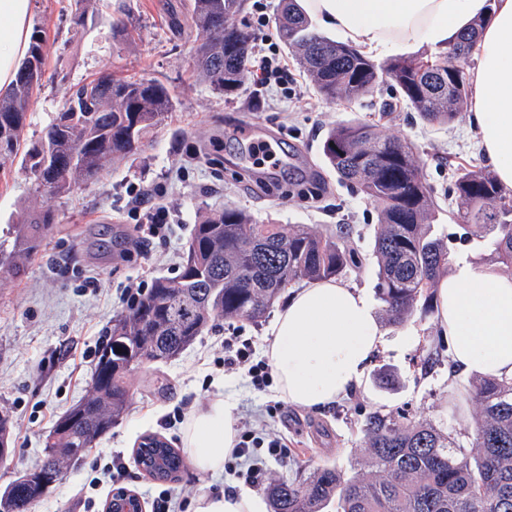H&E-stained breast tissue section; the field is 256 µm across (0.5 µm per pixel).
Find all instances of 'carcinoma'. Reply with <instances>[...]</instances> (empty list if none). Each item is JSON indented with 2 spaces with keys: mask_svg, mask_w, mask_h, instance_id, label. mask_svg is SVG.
I'll list each match as a JSON object with an SVG mask.
<instances>
[{
  "mask_svg": "<svg viewBox=\"0 0 512 512\" xmlns=\"http://www.w3.org/2000/svg\"><path fill=\"white\" fill-rule=\"evenodd\" d=\"M245 2L192 4L195 70L226 97L241 88L252 57L253 35L238 23ZM89 13L90 0H71L73 25L85 26ZM482 24L473 20L449 48L469 57ZM276 26L327 103L371 96L387 83L422 121L441 125L453 121L467 100L468 78L456 75L446 53L377 64L318 32L297 0H281ZM111 32L115 43L135 40L126 6H118ZM45 61L46 37L37 27L14 82L0 97V166L21 158L32 193L61 199L93 181L106 161L138 154L175 97L161 79L103 74L76 86L39 141L29 145L24 128L30 102L43 86ZM322 152L342 182L379 206L375 290L388 322L402 324L419 303L426 312L432 309V288L448 268V247L432 236L436 202L415 146L351 122L328 131ZM452 192L462 223L494 235L497 260L511 266L512 194L493 175L466 167L454 173ZM55 223V212L41 208L9 225L0 236V270L25 274ZM356 262L346 230L322 235L304 224L288 230L259 224L230 206L203 217L178 275L156 279L112 325L85 396L57 419L44 441L43 460L4 499L8 512H28L45 496L39 474L67 469L123 419L129 407L124 366L130 359L141 353L171 359L215 321H257L292 281L335 278ZM467 400L480 409L470 449L428 422L372 413L364 424L367 469L347 476L324 464L302 480L276 479L268 488L270 512H323L332 502L336 512H512V379L479 375ZM13 429L12 415L1 409V446L11 445ZM136 456L145 474L158 481L174 479L184 467L180 452L157 435L143 436Z\"/></svg>",
  "mask_w": 512,
  "mask_h": 512,
  "instance_id": "obj_1",
  "label": "carcinoma"
}]
</instances>
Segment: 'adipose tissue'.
<instances>
[{"mask_svg":"<svg viewBox=\"0 0 512 512\" xmlns=\"http://www.w3.org/2000/svg\"><path fill=\"white\" fill-rule=\"evenodd\" d=\"M317 27L380 56L420 45L447 48L475 18L468 118L503 189L512 190V0H300ZM31 38L30 0H0V91L10 88ZM436 321L462 372L512 378V275L464 259L448 263L435 289ZM385 332L359 289L322 280L293 289L279 309L263 354L278 395L320 410L362 382ZM185 452L203 474H218L238 441L236 407L215 397L183 432Z\"/></svg>","mask_w":512,"mask_h":512,"instance_id":"obj_1","label":"adipose tissue"}]
</instances>
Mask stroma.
<instances>
[{"label": "stroma", "instance_id": "stroma-1", "mask_svg": "<svg viewBox=\"0 0 512 512\" xmlns=\"http://www.w3.org/2000/svg\"><path fill=\"white\" fill-rule=\"evenodd\" d=\"M128 2L140 34L118 47L110 38L113 11L104 0L82 28L69 24L70 0H31V24L45 32L47 60L43 86L28 111L27 142L40 138L76 85L103 73L164 80L175 106L139 155L108 163L96 182L68 197L35 199L21 161L0 169V230L37 205L58 215L53 236L25 275L0 274V409L16 420L13 453L0 462V487L36 466L58 416L85 395L96 351L128 307L125 286L177 275L182 250L203 216L231 205L261 224H304L319 234L345 225L358 263L340 280L375 298L377 206L342 183L322 153L327 132L340 123H371L379 135L417 146L424 178L441 208L434 232L447 243L449 258L486 264L493 251L492 237L464 233L456 219L454 172L487 167L466 112L447 125L424 123L385 84L370 97L326 103L277 35L280 0H247L240 21L251 28L265 15L261 35L286 61L295 79L290 92L302 97V107L279 87L259 86L252 75L227 99L193 74L196 32L185 22L190 0ZM59 67L64 77H56ZM247 123L269 133L282 162L275 192L263 190L256 174L262 155L246 156L237 136ZM135 185L163 190L170 207L168 237L146 251L138 247V217L129 204ZM271 322L268 316L256 324L219 320L175 359L133 370L126 416L30 512H84L93 464L115 458L127 468L126 489L143 493L154 481L135 459L141 437L155 434L181 448L185 423L170 422V415L177 409L191 413L217 396L236 403L238 425L287 438V459L276 462L266 451L258 453L268 478H303L324 464L353 474L365 454V418L375 411L430 422L470 446L477 408L464 396L472 377L452 371L449 351H436L441 332L434 313L417 308L403 324L386 325V342L362 386L344 400L319 412L289 405L275 416L268 411L279 401L274 388L256 390L249 378L225 371L221 363L225 336L240 333L259 351ZM171 486L191 501L231 486L257 497L264 510L269 506L265 482L252 486L225 471L203 474L189 465Z\"/></svg>", "mask_w": 512, "mask_h": 512}]
</instances>
